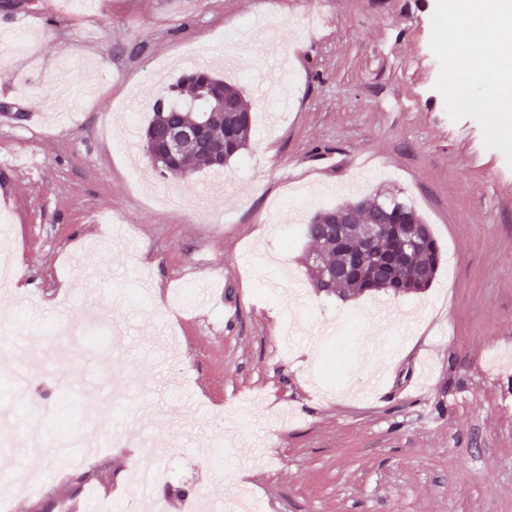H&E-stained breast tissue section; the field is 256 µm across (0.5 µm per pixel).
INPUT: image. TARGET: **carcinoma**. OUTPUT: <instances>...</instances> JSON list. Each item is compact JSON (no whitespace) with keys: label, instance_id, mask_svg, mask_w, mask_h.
<instances>
[{"label":"carcinoma","instance_id":"obj_1","mask_svg":"<svg viewBox=\"0 0 512 512\" xmlns=\"http://www.w3.org/2000/svg\"><path fill=\"white\" fill-rule=\"evenodd\" d=\"M223 100L232 101L238 107L234 138L224 153V161L241 154L249 140L252 126L250 110L242 92L234 85L218 78L206 69H196L182 78L166 97L156 99L152 116L142 133V148L152 167L162 176L185 178L199 168L222 171L224 167L212 162L208 151L197 144L186 147L185 153L174 161L159 151L165 133L174 125L203 123L213 145L224 139V113L217 111ZM341 211L351 214V229H362L366 224H393L400 219L416 225L417 242L404 264L386 281H374L365 273L347 278H333L322 272L324 268H339L345 264L346 251L323 231V225ZM308 240L319 249L320 264L311 272V280L320 292L348 299L365 292H387L395 296L419 294L432 286L437 278L441 255L430 225L409 200L396 195L355 198L314 214L305 225ZM395 245L387 234L378 235L366 250V260L374 265L390 258Z\"/></svg>","mask_w":512,"mask_h":512}]
</instances>
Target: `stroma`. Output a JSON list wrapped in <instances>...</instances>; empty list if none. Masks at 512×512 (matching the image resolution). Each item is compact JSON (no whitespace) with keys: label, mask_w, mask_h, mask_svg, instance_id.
Segmentation results:
<instances>
[{"label":"stroma","mask_w":512,"mask_h":512,"mask_svg":"<svg viewBox=\"0 0 512 512\" xmlns=\"http://www.w3.org/2000/svg\"><path fill=\"white\" fill-rule=\"evenodd\" d=\"M450 0H21L0 10V246L35 281L0 298L21 335L104 309L128 329L114 431L167 437L188 512L239 490L266 512H512V112L457 97ZM213 64L255 107L247 149L213 173L160 176L142 151L150 107L219 41ZM22 40L19 53L8 40ZM284 74L282 120L258 78ZM398 191L442 252L422 295L347 300L316 291L303 228L356 194ZM94 285L93 301L82 290ZM175 333L163 350L152 333ZM321 343H310V333ZM381 337L384 352L368 347ZM93 353L23 390L0 486L34 471L43 490L9 512H68L86 491L127 492L134 448L97 422L87 465L22 446L55 429L25 415L103 391ZM222 442V465L205 448ZM85 475L77 485L76 475Z\"/></svg>","instance_id":"stroma-1"}]
</instances>
